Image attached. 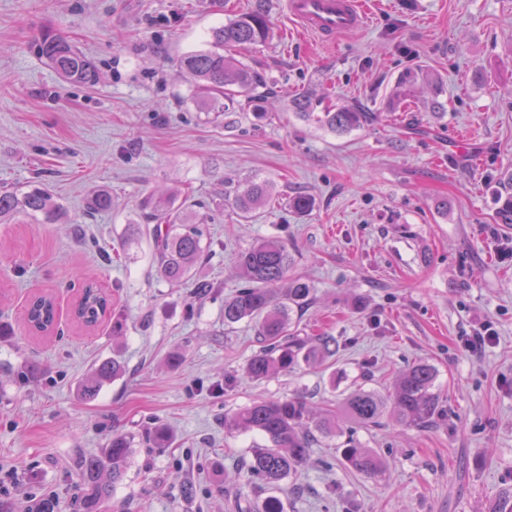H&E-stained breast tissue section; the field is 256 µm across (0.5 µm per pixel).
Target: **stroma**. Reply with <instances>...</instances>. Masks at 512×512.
Listing matches in <instances>:
<instances>
[{"label":"stroma","instance_id":"obj_1","mask_svg":"<svg viewBox=\"0 0 512 512\" xmlns=\"http://www.w3.org/2000/svg\"><path fill=\"white\" fill-rule=\"evenodd\" d=\"M252 2L0 0V187L40 186L60 207L52 224H0V324L10 330L0 338V500L27 512L50 494L57 512H79L70 458L122 433L132 464L102 512H255L271 493L285 512H498L512 497V225L495 221L512 184V0H367L368 25L330 45L268 0L273 38L239 53L267 80L265 116L246 105L216 119L177 61L208 49L210 30ZM46 35L93 59L99 81H63L39 54ZM409 71L435 75L440 92L421 84L389 109ZM306 91L377 118L331 133L290 110L289 93ZM435 95L445 112L428 110ZM254 178L270 181L272 197L244 224L225 196ZM188 186L214 253L196 271L216 286L201 297L196 282H163L135 234L148 196ZM98 190L111 193L110 211L89 209ZM301 194L312 211L291 208ZM266 237L287 242L290 276L313 290L296 330L329 333L339 349L257 382L244 375L255 331L225 329L224 295L239 282L238 252ZM74 278L109 295L120 335L108 320L74 322ZM44 293L58 330L35 335L23 310ZM487 327L494 339L469 350ZM115 354L126 375L83 399V375ZM417 362L434 366L446 413L423 429L387 415L354 427L381 474L345 466L334 436L275 491L249 481L243 460L259 436L225 431V415L293 395L334 408L359 388L386 400ZM157 427L168 447L143 443Z\"/></svg>","mask_w":512,"mask_h":512}]
</instances>
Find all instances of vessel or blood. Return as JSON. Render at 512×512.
Segmentation results:
<instances>
[{"instance_id":"obj_1","label":"vessel or blood","mask_w":512,"mask_h":512,"mask_svg":"<svg viewBox=\"0 0 512 512\" xmlns=\"http://www.w3.org/2000/svg\"><path fill=\"white\" fill-rule=\"evenodd\" d=\"M284 7L301 32L326 44L368 22L365 0H284Z\"/></svg>"}]
</instances>
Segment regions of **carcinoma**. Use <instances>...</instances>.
Listing matches in <instances>:
<instances>
[{"label": "carcinoma", "mask_w": 512, "mask_h": 512, "mask_svg": "<svg viewBox=\"0 0 512 512\" xmlns=\"http://www.w3.org/2000/svg\"><path fill=\"white\" fill-rule=\"evenodd\" d=\"M271 36L265 0H256L249 11L212 30L209 49L189 52L179 59L180 70L206 92L200 99L206 111L229 112L239 104V97L249 104L262 98L257 92L262 84L261 76L224 50L261 44ZM40 52L64 80L81 84L98 81L94 61L67 40L45 36L40 42ZM419 82L432 85L435 78L411 74L402 77L393 90L394 101L403 100ZM289 106L303 120L335 133L347 132L375 118L373 113L354 106L328 107L317 112L305 92L292 95ZM270 196L268 181L252 180L234 193L231 205L241 218L248 220L264 207ZM145 208L146 224L141 233L150 246L159 278L173 288L188 283L196 266L205 259L206 217L197 214L186 202L175 205L171 197L149 200ZM59 211L60 207L42 188L22 194L0 190L1 224L20 215H42L52 222ZM290 265L288 243L278 238L260 239L238 254L240 283L224 296L225 326L248 321L256 327L260 347L245 365L246 376L254 381L288 374L303 364L319 365L336 355L338 349L334 336H298L290 332L293 313L302 312L312 301V288L299 278L288 277ZM111 307L110 298L87 283L78 294L72 315L84 327L94 328L107 318ZM24 321L33 333H50L57 323L54 297L48 294L32 297L25 306ZM124 372L125 363L117 355L99 362L81 380V395L86 399L96 397L106 383ZM435 380L436 370L432 365L417 363L400 373L391 409H386L385 402L375 392L357 389L345 398L341 414L346 422L367 427L388 410L403 427H427L444 414ZM224 430L256 431L267 439V444L252 449L245 468L249 480L271 490L306 463L317 436L341 433L336 411L327 409L314 418L306 400L299 396L255 400L234 415L224 416ZM132 456L131 438L116 433L100 455L76 458L81 512H98L100 505L110 499L113 488L125 478ZM341 457L344 464L364 475L376 476L381 471L379 454L353 439L341 449Z\"/></svg>", "instance_id": "obj_1"}]
</instances>
